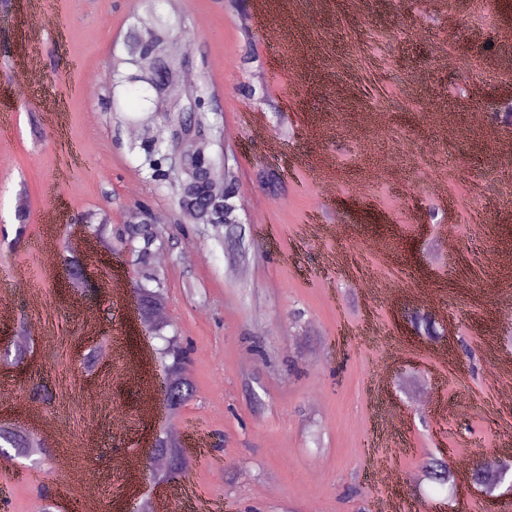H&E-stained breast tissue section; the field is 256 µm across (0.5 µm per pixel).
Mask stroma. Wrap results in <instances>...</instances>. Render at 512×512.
<instances>
[{
  "instance_id": "stroma-1",
  "label": "stroma",
  "mask_w": 512,
  "mask_h": 512,
  "mask_svg": "<svg viewBox=\"0 0 512 512\" xmlns=\"http://www.w3.org/2000/svg\"><path fill=\"white\" fill-rule=\"evenodd\" d=\"M294 10L304 24L275 42L263 22L226 0H12L0 9V275L28 289L0 313V331L29 329L23 367L0 350V425L41 439L43 454L0 456V512H70L61 492L72 473L106 480L101 502L132 512L156 489L115 465L141 456L153 429L192 436L182 512H512V486L432 487L423 466L447 458L458 471L487 453L512 458V157L489 143L511 138L494 116L512 82V5L495 0H325ZM51 17L32 31L28 14ZM173 28L181 78L206 83L208 148L239 185L245 234L192 224L170 181L156 180L142 145H168L173 124L140 93L111 88L112 57L125 55L139 17ZM29 69L32 94L12 93ZM265 100L245 98L244 85ZM62 102L61 124L46 116ZM470 112L489 121L451 136ZM61 211L47 219V184ZM160 223L166 331L191 348L192 397L175 416L141 411L158 384L159 339L132 312L138 278L128 247L107 268L125 293L65 289L60 266L33 248L52 235L91 237L77 215L126 224L135 205ZM348 225L324 234L337 211ZM455 233L449 254L444 233ZM396 280L398 296L378 295ZM91 306L87 331L73 301ZM430 315L436 335L416 316ZM119 336L109 367L87 355Z\"/></svg>"
}]
</instances>
